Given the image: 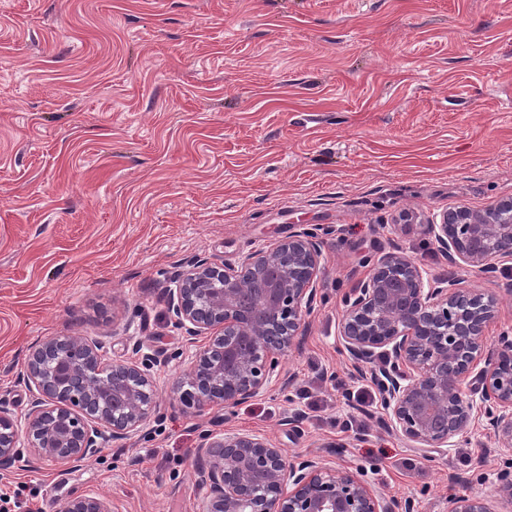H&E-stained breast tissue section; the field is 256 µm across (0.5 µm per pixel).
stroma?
Wrapping results in <instances>:
<instances>
[{
    "mask_svg": "<svg viewBox=\"0 0 512 512\" xmlns=\"http://www.w3.org/2000/svg\"><path fill=\"white\" fill-rule=\"evenodd\" d=\"M512 197V0H0V398L50 336L131 324L160 413L72 468L0 471L5 512H61L94 490L122 512H197L190 451L230 426L360 472L421 512L497 502L488 434L424 458L344 397L362 382L336 344L342 298L398 245L429 275L498 292L512 270H451L426 232L444 210ZM412 217L400 223L401 213ZM303 228L324 241L322 299L297 379L227 420L171 405L182 344L164 290L194 257L234 261ZM301 418L288 435L284 417ZM448 512H497L482 496H458L448 500Z\"/></svg>",
    "mask_w": 512,
    "mask_h": 512,
    "instance_id": "35a3bbf8",
    "label": "stroma"
}]
</instances>
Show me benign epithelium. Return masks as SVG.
Wrapping results in <instances>:
<instances>
[{
	"label": "benign epithelium",
	"mask_w": 512,
	"mask_h": 512,
	"mask_svg": "<svg viewBox=\"0 0 512 512\" xmlns=\"http://www.w3.org/2000/svg\"><path fill=\"white\" fill-rule=\"evenodd\" d=\"M427 232L448 264L478 275L512 263V198L484 210L439 214ZM323 243L302 229L220 264L196 257L164 290L170 322L192 350L171 403L198 415L237 409L292 379L283 358L300 346L320 298ZM337 346L355 377L376 387L384 421L425 455L483 430L504 458L500 499L512 505V328L488 346L498 301L431 277L397 246L342 300ZM123 326L128 354L112 359L91 336H56L32 350L23 378L24 422L0 400V469L43 460L83 463L136 436L159 409L150 367L170 356L142 353ZM24 442L27 454L18 448ZM199 512H419L361 474L313 453L288 457L260 433H207L195 451ZM62 512H119L97 493L66 500ZM448 512H495L479 495L448 500Z\"/></svg>",
	"instance_id": "7a95c632"
}]
</instances>
